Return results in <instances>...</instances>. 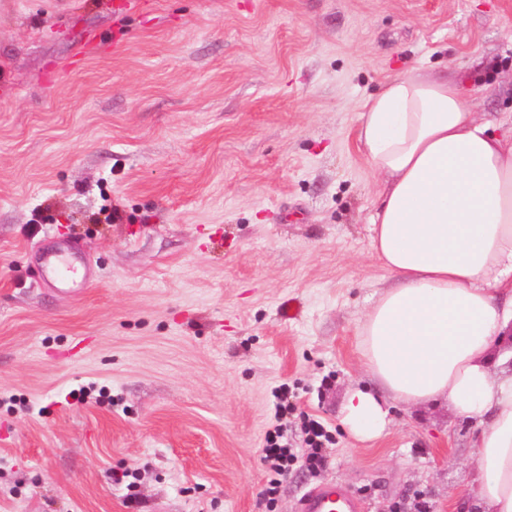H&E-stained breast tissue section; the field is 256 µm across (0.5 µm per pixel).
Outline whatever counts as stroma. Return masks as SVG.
I'll return each mask as SVG.
<instances>
[{
  "instance_id": "stroma-1",
  "label": "stroma",
  "mask_w": 512,
  "mask_h": 512,
  "mask_svg": "<svg viewBox=\"0 0 512 512\" xmlns=\"http://www.w3.org/2000/svg\"><path fill=\"white\" fill-rule=\"evenodd\" d=\"M413 67L512 111V0H0V512H294L325 481L476 512L452 408L395 407L366 443L340 422L395 281L361 107ZM71 244L76 297L39 267ZM283 389L289 440L312 416L335 443L269 505Z\"/></svg>"
}]
</instances>
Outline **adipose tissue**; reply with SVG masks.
<instances>
[{"instance_id": "1", "label": "adipose tissue", "mask_w": 512, "mask_h": 512, "mask_svg": "<svg viewBox=\"0 0 512 512\" xmlns=\"http://www.w3.org/2000/svg\"><path fill=\"white\" fill-rule=\"evenodd\" d=\"M358 140L378 175L368 250L396 276L360 331L379 389L341 423L380 438L388 404L442 403L478 425L482 512H512V114L478 121L461 81L410 68L370 96Z\"/></svg>"}]
</instances>
